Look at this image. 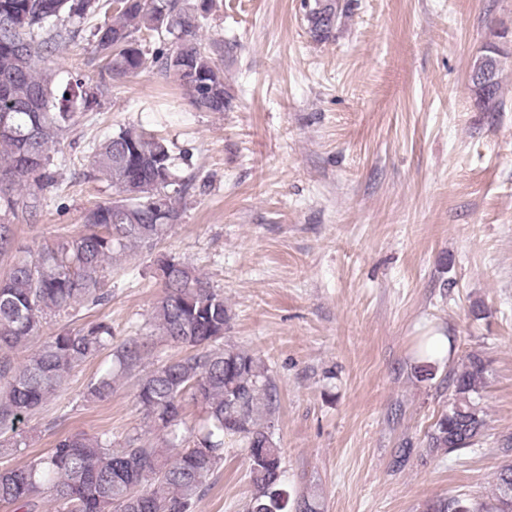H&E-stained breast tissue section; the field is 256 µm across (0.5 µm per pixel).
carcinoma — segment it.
<instances>
[{
    "instance_id": "carcinoma-1",
    "label": "carcinoma",
    "mask_w": 512,
    "mask_h": 512,
    "mask_svg": "<svg viewBox=\"0 0 512 512\" xmlns=\"http://www.w3.org/2000/svg\"><path fill=\"white\" fill-rule=\"evenodd\" d=\"M213 0H0V455L22 444L17 424L45 403L75 368L112 349L115 370L93 378L87 398L112 395L115 372L139 369L152 337L129 336L112 347V325L100 320L78 332L62 330L42 341L25 363L11 353L38 338L43 321L81 305L104 304L106 265L135 246H151L181 218L177 195L186 180L174 172L166 141L135 126H122L90 147L89 176L110 182L112 198L83 216V229L22 254L17 224L38 220L36 190L48 183L50 151L93 104L79 79L55 83L46 66L65 37L76 38L84 20L104 14L94 28V50L115 79L155 71L179 85L201 112H223L224 71L200 31ZM348 4H306L308 32L317 42L332 37ZM173 36V48L149 51L143 36ZM502 53L490 45L475 57L471 89L482 104L497 105ZM163 295L157 303V335L188 353L168 358L138 379L137 401L152 426L176 439L187 402L201 405L204 424L187 431V448L172 458L138 436L116 446L102 433L58 438L54 448L20 467L0 469V503L37 512L50 491L60 512H192L206 480L224 460L233 437L249 462L252 496L247 512H320L318 502L294 496L284 484L273 437L276 387L265 363L247 350L220 345L228 309L220 293L173 257L157 261ZM486 364L470 354L448 374L451 401L426 433L429 452L473 447L486 425L474 401L486 383ZM426 512H512V462L501 466L488 501L457 492Z\"/></svg>"
}]
</instances>
